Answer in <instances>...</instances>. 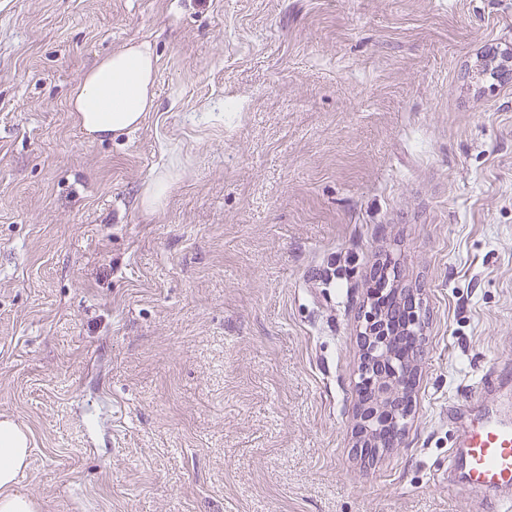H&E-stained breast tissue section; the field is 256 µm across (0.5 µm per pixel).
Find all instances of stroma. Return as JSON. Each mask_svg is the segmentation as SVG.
<instances>
[{"mask_svg":"<svg viewBox=\"0 0 512 512\" xmlns=\"http://www.w3.org/2000/svg\"><path fill=\"white\" fill-rule=\"evenodd\" d=\"M146 42L155 107L68 96ZM512 0H0V418L38 512H491L449 409L512 369ZM164 174L170 189L146 208ZM428 314L353 453L374 264ZM155 57L149 43L130 44L102 58L68 99L81 131L106 139L139 127L154 107Z\"/></svg>","mask_w":512,"mask_h":512,"instance_id":"35a3bbf8","label":"stroma"}]
</instances>
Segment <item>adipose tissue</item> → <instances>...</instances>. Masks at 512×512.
<instances>
[{
    "instance_id": "adipose-tissue-1",
    "label": "adipose tissue",
    "mask_w": 512,
    "mask_h": 512,
    "mask_svg": "<svg viewBox=\"0 0 512 512\" xmlns=\"http://www.w3.org/2000/svg\"><path fill=\"white\" fill-rule=\"evenodd\" d=\"M155 57L148 43L131 44L102 58L75 86L68 99L81 131L106 139L139 127L155 102ZM31 455L27 434L0 420V512H35L19 480Z\"/></svg>"
}]
</instances>
